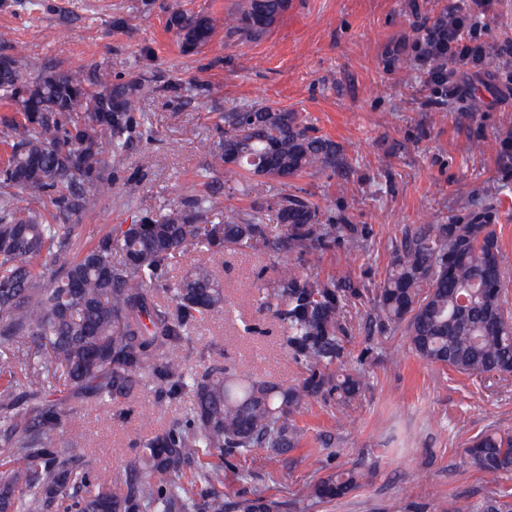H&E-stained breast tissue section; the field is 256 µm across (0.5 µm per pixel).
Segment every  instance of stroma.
Wrapping results in <instances>:
<instances>
[{
	"label": "stroma",
	"mask_w": 512,
	"mask_h": 512,
	"mask_svg": "<svg viewBox=\"0 0 512 512\" xmlns=\"http://www.w3.org/2000/svg\"><path fill=\"white\" fill-rule=\"evenodd\" d=\"M237 0H0V34L17 51L50 66L89 73L102 66L138 75L149 92L141 121L151 140H133L112 160L114 187L91 191L77 219L80 234L66 252L75 257L108 232L209 193L222 207H248L280 191L260 177L225 180L207 172L218 141L216 124L231 108L272 106L307 116L318 134L338 142L352 160L347 189L328 173L291 180L312 195L336 224H363L370 236L361 250L343 247L309 256L306 271L346 274L371 288L383 279L391 243L408 224H430L472 204L496 211L506 266L512 268V175L497 165L502 136L512 133V58L495 74H469L466 101L439 100L424 87L420 65L396 62L385 52L412 33L419 19L448 0H292L265 34L229 33L224 15ZM204 12L215 23L210 43L182 53L166 26L169 6ZM131 25H123V18ZM232 305L209 317L181 354L190 372L234 363L255 377L291 384L302 376L284 347L285 329L259 311L258 291L273 275L265 247L214 257ZM346 367L363 366L369 388L355 424L341 423L320 402L297 422L308 430L287 459L263 451L237 459L221 473L234 499L261 484L285 504L283 512H462L502 493L512 477L489 482L466 466L472 438L512 430V375H462L411 352L401 333L368 335L361 314L348 311ZM399 352L390 362L385 352ZM189 393L159 395L145 383L110 402L75 405L84 426L81 456L104 473L133 458L140 441L179 416ZM353 468L358 488L332 502H316L311 486L327 473ZM251 472L242 481L239 471Z\"/></svg>",
	"instance_id": "obj_1"
}]
</instances>
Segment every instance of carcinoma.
<instances>
[{
    "mask_svg": "<svg viewBox=\"0 0 512 512\" xmlns=\"http://www.w3.org/2000/svg\"><path fill=\"white\" fill-rule=\"evenodd\" d=\"M288 10L286 0H238L224 28L260 36ZM447 26L443 8L387 51L384 69L401 55L427 58L437 70L424 72L425 85L448 97V41L429 45ZM167 27L185 54L215 32L209 15L179 8L168 11ZM145 93L129 73L100 68L85 78L0 53V98L22 116L5 126L11 151L0 170V512H279L259 486L225 498L219 472L228 458L256 450L283 457L299 447L306 432L296 416L313 401L351 417L367 378L336 366L350 338L343 312L366 300L369 333L399 331L418 357L461 374L512 375V292L497 214L484 207L404 226L373 290L301 268L304 255L361 247L369 231L329 222L300 191H281L249 211L221 210L211 196L194 195L62 260L79 235L75 218L91 204L84 189L112 182L106 149L118 158L132 138L152 137L138 117ZM220 120L225 129L207 172L244 171L286 186L303 174L351 168L342 146L297 112L252 107ZM499 164L512 172V135L500 141ZM9 188L50 196L55 212L19 210ZM267 212L283 225L277 235L265 224ZM260 242L275 256L276 276L260 289L258 308L283 324L285 349L304 377L284 385L242 378L225 364L188 373L181 347L198 323L230 305L211 267L198 264L174 280L169 260L188 245L247 253ZM61 378L75 397L98 403L132 393L145 378L168 397L188 390L193 402L128 463L99 474L76 456L83 426L54 397ZM464 462L491 481L512 476V432L476 436ZM188 473L200 485L197 495L185 487ZM360 477L355 470L328 474L310 497L342 498ZM464 512H512V501L491 497Z\"/></svg>",
    "mask_w": 512,
    "mask_h": 512,
    "instance_id": "cac0c4a2",
    "label": "carcinoma"
}]
</instances>
